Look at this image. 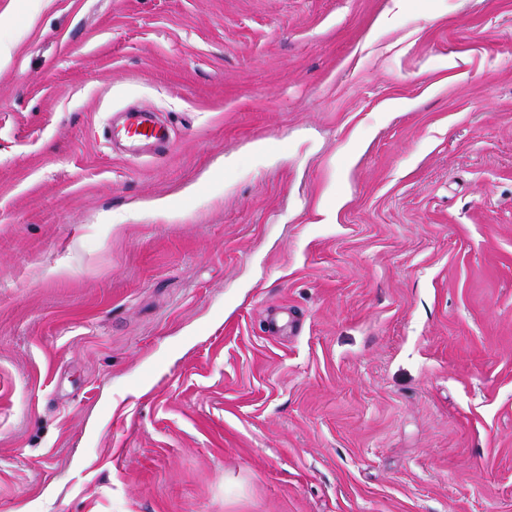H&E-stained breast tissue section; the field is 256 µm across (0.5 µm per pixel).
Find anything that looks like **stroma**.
<instances>
[{"mask_svg": "<svg viewBox=\"0 0 512 512\" xmlns=\"http://www.w3.org/2000/svg\"><path fill=\"white\" fill-rule=\"evenodd\" d=\"M0 47V512H512V0H0ZM119 138L130 146L154 145L166 148L171 142L168 126L149 112L128 113L121 128L112 129V139Z\"/></svg>", "mask_w": 512, "mask_h": 512, "instance_id": "stroma-1", "label": "stroma"}]
</instances>
